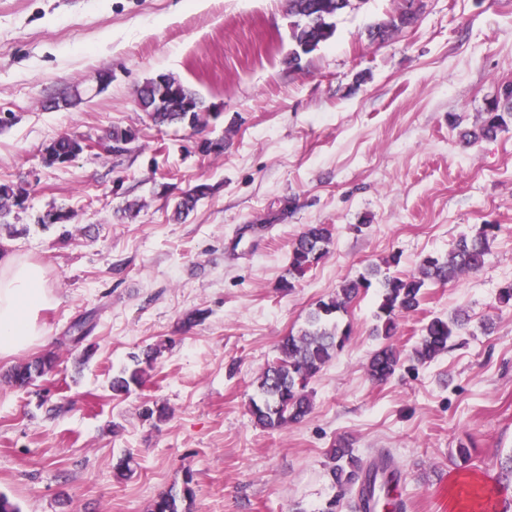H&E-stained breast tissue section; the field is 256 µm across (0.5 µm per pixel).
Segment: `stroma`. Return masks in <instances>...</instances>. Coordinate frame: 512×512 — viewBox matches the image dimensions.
Here are the masks:
<instances>
[{"mask_svg": "<svg viewBox=\"0 0 512 512\" xmlns=\"http://www.w3.org/2000/svg\"><path fill=\"white\" fill-rule=\"evenodd\" d=\"M400 4L338 16L335 38L293 70L286 0H0V183L29 191L0 255L40 264L54 297L46 343L0 358V374L57 356L27 389L0 381V493L21 512H150L188 475L190 512H320L339 437L367 461L391 451L403 512H470L468 490L496 485L512 455V307L495 301L512 280V125L472 146L460 133L512 84V0H421L413 25L370 42ZM101 70L112 82L98 93ZM160 73L215 113L204 132L157 128L141 109L137 87ZM75 89L81 103L55 107ZM115 124L139 129L130 151L44 166L49 141ZM201 134L224 138L223 155L194 153ZM200 183L211 195L171 221L175 196ZM128 199L136 217L120 213ZM53 206L72 210L65 230L38 226ZM486 223L500 227L486 265L429 285L392 338L409 359L425 322L466 312L447 353L373 381L369 291L309 385L312 413L254 426L258 375L318 300L394 253L415 272ZM308 224L331 225L328 253L281 291ZM196 309L206 319L185 326ZM150 346L149 381L113 396V373ZM147 405L166 420L145 419ZM463 444L475 453L461 471ZM122 456L132 471L118 480Z\"/></svg>", "mask_w": 512, "mask_h": 512, "instance_id": "stroma-1", "label": "stroma"}]
</instances>
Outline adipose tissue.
<instances>
[{"mask_svg": "<svg viewBox=\"0 0 512 512\" xmlns=\"http://www.w3.org/2000/svg\"><path fill=\"white\" fill-rule=\"evenodd\" d=\"M51 303L39 264L11 256L0 259V357L44 342L40 316Z\"/></svg>", "mask_w": 512, "mask_h": 512, "instance_id": "obj_1", "label": "adipose tissue"}]
</instances>
